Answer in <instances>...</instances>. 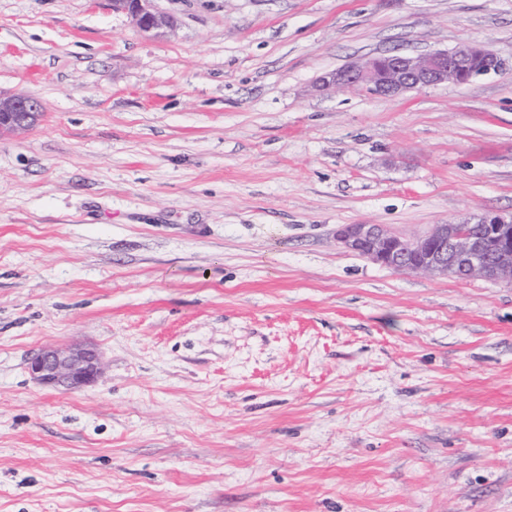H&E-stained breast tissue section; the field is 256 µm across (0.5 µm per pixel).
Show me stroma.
<instances>
[{"instance_id":"35a3bbf8","label":"stroma","mask_w":512,"mask_h":512,"mask_svg":"<svg viewBox=\"0 0 512 512\" xmlns=\"http://www.w3.org/2000/svg\"><path fill=\"white\" fill-rule=\"evenodd\" d=\"M0 0V512H512V284L397 271L512 213V0ZM475 41L495 73L316 89ZM83 344L79 392L27 363ZM154 0H113L112 6L126 12L135 28L143 34L162 36L177 28V19L172 14L157 11ZM42 111L41 104L34 98L0 92V134L36 126L43 117ZM336 241L384 267L433 277L512 283V214L484 212L409 238L383 224H341Z\"/></svg>"}]
</instances>
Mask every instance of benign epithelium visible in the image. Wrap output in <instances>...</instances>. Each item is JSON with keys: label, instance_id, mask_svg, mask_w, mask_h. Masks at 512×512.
I'll use <instances>...</instances> for the list:
<instances>
[{"label": "benign epithelium", "instance_id": "7a95c632", "mask_svg": "<svg viewBox=\"0 0 512 512\" xmlns=\"http://www.w3.org/2000/svg\"><path fill=\"white\" fill-rule=\"evenodd\" d=\"M153 0H112L143 34L162 36L177 28L172 14L157 11ZM501 59L483 46L465 41L451 49L412 55L394 52L366 57L321 76L320 90L361 89L397 97L448 83L464 84L495 72ZM41 104L21 94L0 92V133L36 126ZM336 241L384 267L433 277H480L512 283V214L484 212L454 224H434L409 238L383 224H341ZM31 377L46 386L75 392L95 382L101 372L96 351L82 347L42 349L29 358Z\"/></svg>", "mask_w": 512, "mask_h": 512}]
</instances>
